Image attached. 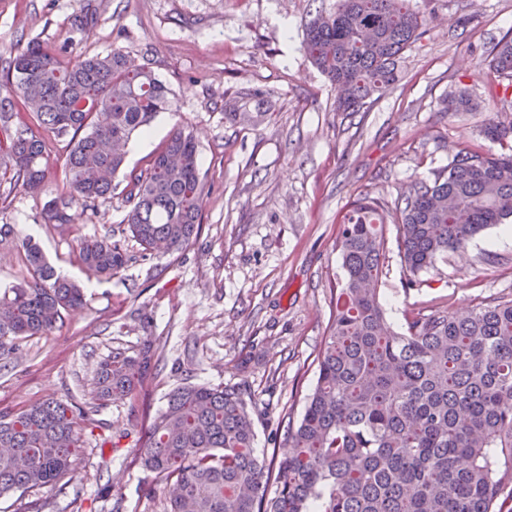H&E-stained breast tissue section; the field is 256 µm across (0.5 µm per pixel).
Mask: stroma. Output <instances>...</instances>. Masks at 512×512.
<instances>
[{
  "instance_id": "35a3bbf8",
  "label": "stroma",
  "mask_w": 512,
  "mask_h": 512,
  "mask_svg": "<svg viewBox=\"0 0 512 512\" xmlns=\"http://www.w3.org/2000/svg\"><path fill=\"white\" fill-rule=\"evenodd\" d=\"M336 0H0V70L29 40L66 47L71 59L119 49L149 67L175 97L134 136L127 170L147 167L177 131L192 134L205 183L201 227L186 249L143 253L123 222L121 191L76 205L71 222L45 223L51 190L67 178L70 135L43 134L44 190L0 182V224L33 236L56 268L85 287L86 306L47 336L0 361V410L19 411L55 396L82 401L113 349L154 341L160 374L144 395L99 409L83 435L71 479L0 497V512H163V486L139 462L138 448L173 388L235 385L256 404L255 453H286L285 425L302 418L318 380V355L343 278L336 238L358 198L386 205L413 180L434 179L463 147L499 151L491 122L512 121V87L490 66L512 36V0H410L423 34L399 63L396 83L360 111L337 108V91L306 57V23ZM97 20L78 28L86 7ZM265 119L224 121V103ZM476 107L448 112V93ZM113 233L127 266L90 275L78 238ZM387 262L380 300L397 332L415 309L465 311L512 298V236L495 225L464 251L449 253L406 289L398 228L385 226Z\"/></svg>"
}]
</instances>
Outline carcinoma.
<instances>
[{"instance_id": "1", "label": "carcinoma", "mask_w": 512, "mask_h": 512, "mask_svg": "<svg viewBox=\"0 0 512 512\" xmlns=\"http://www.w3.org/2000/svg\"><path fill=\"white\" fill-rule=\"evenodd\" d=\"M423 25L408 0H337L306 24L303 50L336 87L340 108L358 112L398 80V59ZM492 67L512 80V38L495 45ZM5 87L0 174L13 185L38 192L46 182L45 141L10 133L18 106L44 130L75 135L66 186L44 211L50 224L69 223L79 202L111 199L112 181L99 172L117 175L133 134L174 107L171 90L120 49L66 61L32 39L10 61ZM253 98L259 111L226 103L224 120H263V96ZM472 107L459 93L444 110ZM204 187L193 135L176 132L146 169L126 176L124 223L145 251L158 243L182 250L199 232ZM389 219L398 226L409 290L448 253L512 221V146L500 154L459 150L444 173L414 180L392 209L370 197L352 205L337 237L344 279L317 384L302 419L288 426L291 452L275 469L255 455V403L239 387L183 385L167 395L139 448L144 469L173 483L165 512H502L512 501V299L461 313L419 311L406 332L394 331L378 297ZM9 239L24 253L28 278L0 298V359L49 335L86 302L36 243L1 224L0 242ZM78 249L94 275H115L129 261L107 238H80ZM159 372L153 342L117 348L100 363L85 402L47 398L0 412V497L67 478L84 453L90 414L133 399Z\"/></svg>"}]
</instances>
